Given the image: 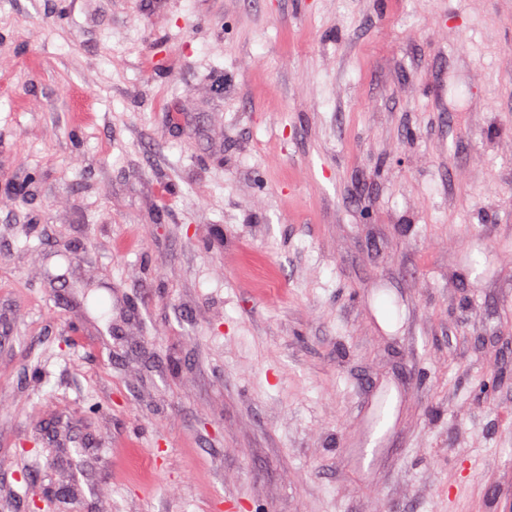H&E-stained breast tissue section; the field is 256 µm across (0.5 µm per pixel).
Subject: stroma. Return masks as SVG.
Returning <instances> with one entry per match:
<instances>
[{"instance_id":"stroma-1","label":"stroma","mask_w":512,"mask_h":512,"mask_svg":"<svg viewBox=\"0 0 512 512\" xmlns=\"http://www.w3.org/2000/svg\"><path fill=\"white\" fill-rule=\"evenodd\" d=\"M35 497L512 512V0H0Z\"/></svg>"}]
</instances>
